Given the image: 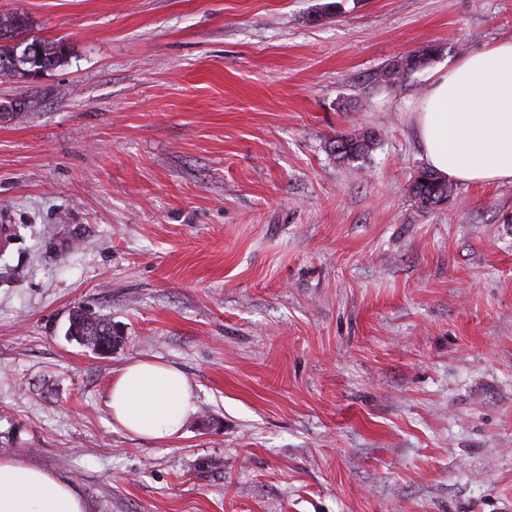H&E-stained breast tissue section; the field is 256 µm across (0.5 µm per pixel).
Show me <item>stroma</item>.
<instances>
[{
  "instance_id": "35a3bbf8",
  "label": "stroma",
  "mask_w": 512,
  "mask_h": 512,
  "mask_svg": "<svg viewBox=\"0 0 512 512\" xmlns=\"http://www.w3.org/2000/svg\"><path fill=\"white\" fill-rule=\"evenodd\" d=\"M67 63L1 78L0 457L88 512H512V183L418 209L435 68L512 0H0ZM394 87L378 73L421 47ZM374 131L365 162L338 134ZM123 338L69 339L74 307ZM192 382L177 440L112 374ZM106 406L126 433L166 443L181 435L196 412L194 386L177 366L139 358L112 375Z\"/></svg>"
}]
</instances>
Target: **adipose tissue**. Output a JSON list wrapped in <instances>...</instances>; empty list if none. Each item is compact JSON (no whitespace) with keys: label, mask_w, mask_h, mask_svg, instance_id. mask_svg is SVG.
Wrapping results in <instances>:
<instances>
[{"label":"adipose tissue","mask_w":512,"mask_h":512,"mask_svg":"<svg viewBox=\"0 0 512 512\" xmlns=\"http://www.w3.org/2000/svg\"><path fill=\"white\" fill-rule=\"evenodd\" d=\"M428 167L462 184L512 183V40L437 69L412 114ZM112 421L166 443L195 413L194 387L175 365L140 358L112 377ZM0 512H87L78 487L17 458H0Z\"/></svg>","instance_id":"ef3b65f1"}]
</instances>
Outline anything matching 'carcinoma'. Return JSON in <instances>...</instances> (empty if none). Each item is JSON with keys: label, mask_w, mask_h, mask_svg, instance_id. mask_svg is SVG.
<instances>
[{"label": "carcinoma", "mask_w": 512, "mask_h": 512, "mask_svg": "<svg viewBox=\"0 0 512 512\" xmlns=\"http://www.w3.org/2000/svg\"><path fill=\"white\" fill-rule=\"evenodd\" d=\"M29 19L19 13L0 15V67L7 64L16 77H26L39 70H54L67 62L69 47L62 41H38L39 52L31 57L18 53L21 35L27 30ZM437 48L424 46L387 67L381 74V82L394 85L405 76L426 66L434 59ZM376 145L375 132L360 130L342 134L330 143V150L336 158L348 163L363 160ZM453 186L431 170H421L410 184L412 198L418 207L432 210L443 205L453 196ZM68 331L78 339L87 341V346H98L104 350L116 348L121 340L112 323L101 317H91L82 309L74 310L70 317Z\"/></svg>", "instance_id": "carcinoma-1"}]
</instances>
